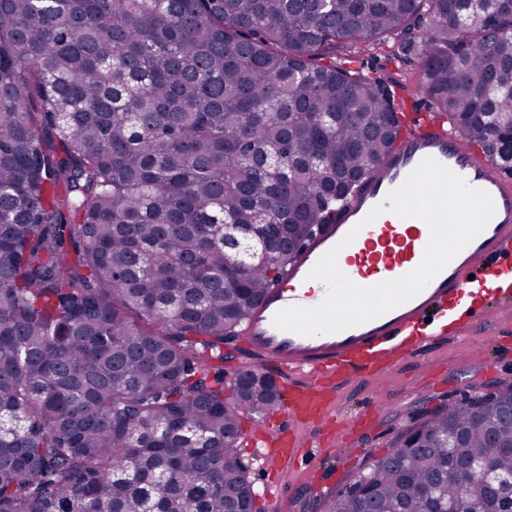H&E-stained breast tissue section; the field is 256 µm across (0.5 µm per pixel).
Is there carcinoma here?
Instances as JSON below:
<instances>
[{"mask_svg":"<svg viewBox=\"0 0 512 512\" xmlns=\"http://www.w3.org/2000/svg\"><path fill=\"white\" fill-rule=\"evenodd\" d=\"M387 45L512 168L508 0H0V512H259L242 421L279 398L224 362L406 129L350 66ZM475 459L512 470L511 382L422 411L326 512H512Z\"/></svg>","mask_w":512,"mask_h":512,"instance_id":"carcinoma-1","label":"carcinoma"}]
</instances>
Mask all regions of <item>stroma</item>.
I'll return each instance as SVG.
<instances>
[{
    "mask_svg": "<svg viewBox=\"0 0 512 512\" xmlns=\"http://www.w3.org/2000/svg\"><path fill=\"white\" fill-rule=\"evenodd\" d=\"M491 314L475 332L439 343L427 354L426 364L404 362L379 386L345 387L336 413L352 416L367 403L372 425L340 432L334 421H322L320 432L330 440L324 458L329 481L293 473L285 478L293 486L291 492L278 501L258 497V504L265 512H324V498L344 491L360 470L386 452L399 432L414 424L418 412L486 393L493 381L512 382V333L503 332L505 325H512V304Z\"/></svg>",
    "mask_w": 512,
    "mask_h": 512,
    "instance_id": "1",
    "label": "stroma"
}]
</instances>
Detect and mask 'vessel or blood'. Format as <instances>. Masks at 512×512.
<instances>
[{"label": "vessel or blood", "mask_w": 512, "mask_h": 512, "mask_svg": "<svg viewBox=\"0 0 512 512\" xmlns=\"http://www.w3.org/2000/svg\"><path fill=\"white\" fill-rule=\"evenodd\" d=\"M427 157L462 177L469 187L489 194L495 212L485 228L421 292L373 320L315 336L277 329L273 317L278 311L314 307L324 300L326 285L310 273L331 248L340 250V271L361 287L399 278L420 265L430 240L424 220L370 222L366 216ZM350 232L354 241L343 245ZM511 253L512 176L436 120L420 116L408 123L399 144L360 193L302 246L286 277L267 289L244 324L241 347L282 383L280 422L250 436L247 447L259 448L264 468L276 474L302 464L308 473H320L323 451L304 442L301 431L317 427L319 419L333 413L342 385L364 378L382 382L394 365L423 352L438 335L461 336L480 324L488 306L472 309L463 320L450 319L449 314L473 283L490 276L512 277V262L507 259Z\"/></svg>", "instance_id": "b4317fda"}]
</instances>
